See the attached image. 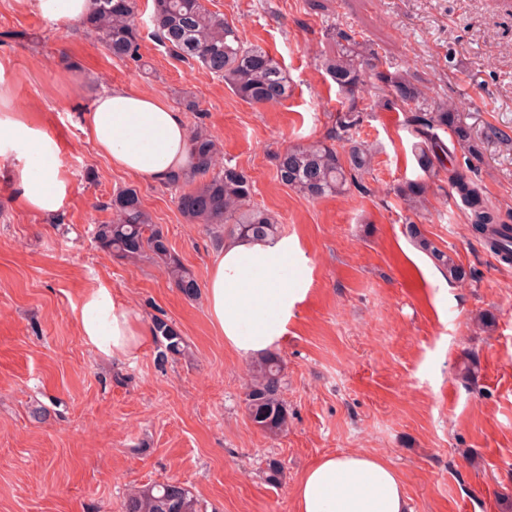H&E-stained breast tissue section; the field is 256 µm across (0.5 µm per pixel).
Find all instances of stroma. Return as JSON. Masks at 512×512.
I'll return each instance as SVG.
<instances>
[{
  "mask_svg": "<svg viewBox=\"0 0 512 512\" xmlns=\"http://www.w3.org/2000/svg\"><path fill=\"white\" fill-rule=\"evenodd\" d=\"M204 4L280 62L287 100L249 105L199 63L171 56L152 36V0H140L136 63L113 58L82 23L0 0V61L16 76V103L56 140L70 181L49 221L0 180V512H122L131 490L166 480L188 487L203 512H295L303 472L348 452L387 461L413 512H512V264L486 251L445 182L430 181L424 214L407 210L394 189L418 173L413 138L402 113L371 97L360 102V137L377 150L365 191L308 200L280 182L273 160L323 139L341 107L316 66L333 26L413 66L431 97L463 102L475 127L512 135V0ZM115 86L157 96L213 135L309 259L310 291L276 351L283 436L250 422V361L225 345L204 297L186 299L150 260H117L93 242L113 195L133 188L198 282L218 249L185 222L179 188L120 172L96 152L80 116ZM187 97L197 111H185ZM480 178L512 210V147L489 145ZM411 221L472 280L443 286L406 235ZM101 285L140 318L132 355L103 360L81 335L77 307ZM157 317L184 336V356H162ZM270 458L284 468L276 485L263 476Z\"/></svg>",
  "mask_w": 512,
  "mask_h": 512,
  "instance_id": "obj_1",
  "label": "stroma"
}]
</instances>
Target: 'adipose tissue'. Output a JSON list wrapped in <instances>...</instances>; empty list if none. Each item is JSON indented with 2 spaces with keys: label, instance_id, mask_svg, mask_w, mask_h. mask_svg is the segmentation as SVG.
Returning a JSON list of instances; mask_svg holds the SVG:
<instances>
[{
  "label": "adipose tissue",
  "instance_id": "ef3b65f1",
  "mask_svg": "<svg viewBox=\"0 0 512 512\" xmlns=\"http://www.w3.org/2000/svg\"><path fill=\"white\" fill-rule=\"evenodd\" d=\"M15 75L0 62V178L22 207L55 219L70 186L59 149L46 128L15 101ZM97 152L113 168L162 183L186 169L188 130L183 115L164 100L125 87L97 94L82 114ZM310 285L308 259L296 238H227L206 282L209 316L227 346L262 358L285 339L287 326ZM84 340L105 359L140 345L137 317L106 286L78 307ZM295 512H411L402 480L383 459L361 453L328 455L308 467L294 491Z\"/></svg>",
  "mask_w": 512,
  "mask_h": 512
}]
</instances>
